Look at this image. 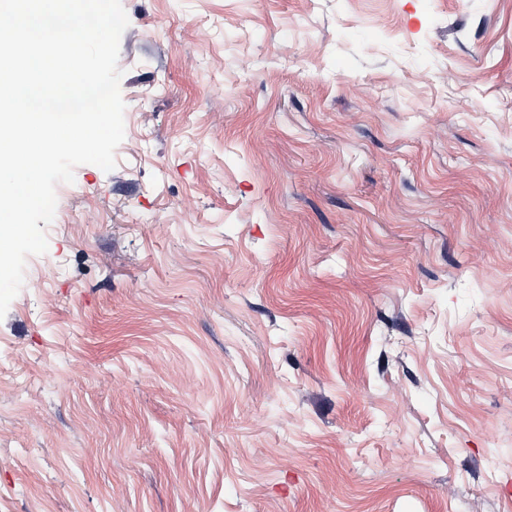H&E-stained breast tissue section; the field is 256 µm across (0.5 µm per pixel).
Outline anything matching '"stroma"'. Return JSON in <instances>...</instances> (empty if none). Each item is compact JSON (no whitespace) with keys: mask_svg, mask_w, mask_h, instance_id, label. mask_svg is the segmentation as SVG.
Segmentation results:
<instances>
[{"mask_svg":"<svg viewBox=\"0 0 512 512\" xmlns=\"http://www.w3.org/2000/svg\"><path fill=\"white\" fill-rule=\"evenodd\" d=\"M116 166L0 319V512H512V0H121Z\"/></svg>","mask_w":512,"mask_h":512,"instance_id":"stroma-1","label":"stroma"}]
</instances>
